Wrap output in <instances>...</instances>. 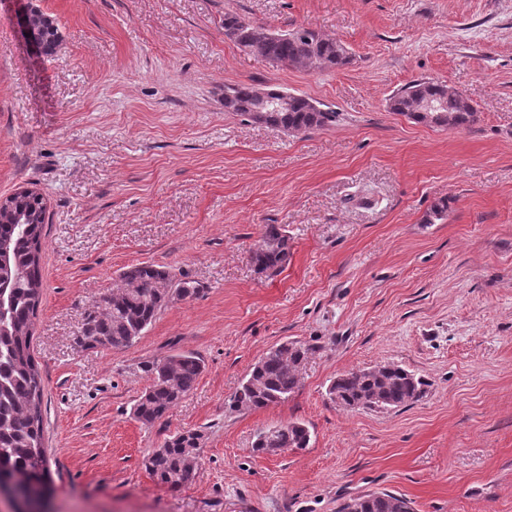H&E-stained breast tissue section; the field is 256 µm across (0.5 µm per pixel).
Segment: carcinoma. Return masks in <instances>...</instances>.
<instances>
[{"label": "carcinoma", "instance_id": "obj_1", "mask_svg": "<svg viewBox=\"0 0 512 512\" xmlns=\"http://www.w3.org/2000/svg\"><path fill=\"white\" fill-rule=\"evenodd\" d=\"M31 35L41 52L49 55L59 45L58 28L39 11L27 16ZM224 34L242 49L273 64L313 69L341 68L350 62L339 42L302 27L272 33L268 27L237 15L224 16ZM255 87L224 86L225 105L233 112L286 132H308L336 123V113L316 101L294 95L288 107L271 112H250ZM390 110L437 127H470L479 121L477 109L456 89L445 84L416 80L390 98ZM0 209V476L25 490L32 477L43 492H50L42 404L44 384L31 351L33 319L39 306L43 279L41 253L48 221L45 199L15 193ZM291 257L288 232L278 224L265 225L259 244L249 259L259 273H278ZM120 286L102 299V311L89 315L78 336L84 348L123 349L133 345L174 300L193 298L199 284L178 278L166 267L138 263L120 275ZM310 348L284 342L254 364L235 392L231 407L260 409L288 399L300 384V372ZM203 370L194 352L167 355L143 365L149 384L133 407L144 425L164 418L194 388ZM427 381L407 368L391 363L351 370L336 377L328 388L331 400L350 407L367 398L393 408L423 396ZM200 434L175 435L145 461L146 470L171 488L181 487L198 464ZM308 428L298 422L269 428L258 436L254 450L268 454L277 448H305ZM412 512L410 502L389 492L365 494L342 504L340 512Z\"/></svg>", "mask_w": 512, "mask_h": 512}]
</instances>
